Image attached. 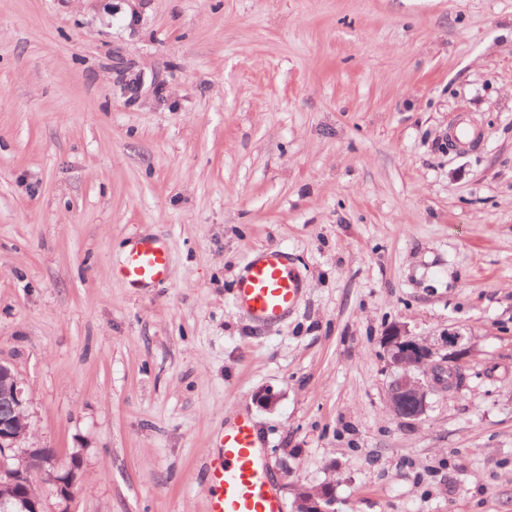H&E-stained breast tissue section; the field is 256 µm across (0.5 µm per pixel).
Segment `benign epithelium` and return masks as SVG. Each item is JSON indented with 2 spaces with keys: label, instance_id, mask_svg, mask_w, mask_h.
Listing matches in <instances>:
<instances>
[{
  "label": "benign epithelium",
  "instance_id": "obj_1",
  "mask_svg": "<svg viewBox=\"0 0 512 512\" xmlns=\"http://www.w3.org/2000/svg\"><path fill=\"white\" fill-rule=\"evenodd\" d=\"M459 333L448 334V354L439 355L425 339L413 336L405 327L394 324L382 336V346L391 380L386 402L389 412L403 421L422 418L428 408L432 381L439 373L461 372L463 354ZM28 399L10 365L0 362V483L8 482L13 491L0 496V512H45L43 502L29 493L33 479L44 476L65 501L74 495L78 469L70 465L54 467V457L38 448H24L16 432L17 422L27 418ZM331 500L320 489L304 490L295 503V512H329Z\"/></svg>",
  "mask_w": 512,
  "mask_h": 512
}]
</instances>
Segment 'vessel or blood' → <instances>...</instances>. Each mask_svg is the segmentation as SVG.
I'll return each instance as SVG.
<instances>
[{
    "mask_svg": "<svg viewBox=\"0 0 512 512\" xmlns=\"http://www.w3.org/2000/svg\"><path fill=\"white\" fill-rule=\"evenodd\" d=\"M167 251L153 239L142 238L129 251L117 270L132 288L163 283L168 274ZM304 281L288 253L266 248L248 256L234 292V300L256 324L283 322L303 292ZM211 493L208 512H283L258 437L246 418L224 428L207 471Z\"/></svg>",
    "mask_w": 512,
    "mask_h": 512,
    "instance_id": "obj_1",
    "label": "vessel or blood"
}]
</instances>
